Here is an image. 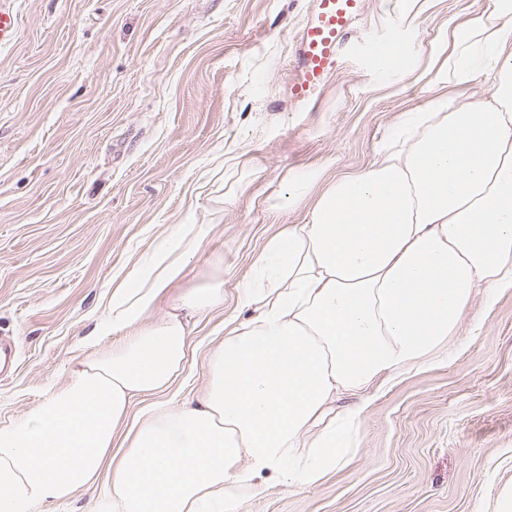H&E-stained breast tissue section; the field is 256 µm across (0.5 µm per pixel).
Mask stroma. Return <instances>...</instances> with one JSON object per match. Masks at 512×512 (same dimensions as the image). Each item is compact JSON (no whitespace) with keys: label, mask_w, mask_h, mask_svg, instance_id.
Here are the masks:
<instances>
[{"label":"stroma","mask_w":512,"mask_h":512,"mask_svg":"<svg viewBox=\"0 0 512 512\" xmlns=\"http://www.w3.org/2000/svg\"><path fill=\"white\" fill-rule=\"evenodd\" d=\"M395 0H365L336 73L304 109L289 62L311 0H17L21 33L0 50V426L65 384L112 291L130 287L178 224L209 231L154 314L224 279V306L200 316L194 351L165 394L204 390L205 359L237 314L253 254L305 207H275L289 174L326 184L365 166L398 113L423 105L431 48L476 0H429L411 26ZM401 33L413 79L366 63L365 37ZM512 482V289L475 295L448 358L375 390L359 452L292 490L266 479L239 512H494ZM105 481L35 512H108Z\"/></svg>","instance_id":"stroma-1"}]
</instances>
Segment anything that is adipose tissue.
I'll use <instances>...</instances> for the list:
<instances>
[{"mask_svg": "<svg viewBox=\"0 0 512 512\" xmlns=\"http://www.w3.org/2000/svg\"><path fill=\"white\" fill-rule=\"evenodd\" d=\"M481 80L488 94L470 99ZM429 91L364 168L316 196L309 176L289 178L280 206L309 207L254 256L203 396L131 422L117 459L116 427L136 396L183 373L189 319L223 305L224 281L153 318L197 248L182 225L140 287L113 289L66 384L0 426V512H32L100 478L112 512H238L263 476L300 490L345 468L368 391L442 362L473 296L512 288V0H482L451 28ZM117 334L119 347L99 351ZM345 395L354 404L340 405Z\"/></svg>", "mask_w": 512, "mask_h": 512, "instance_id": "obj_1", "label": "adipose tissue"}]
</instances>
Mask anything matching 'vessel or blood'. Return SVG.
<instances>
[{
	"label": "vessel or blood",
	"mask_w": 512,
	"mask_h": 512,
	"mask_svg": "<svg viewBox=\"0 0 512 512\" xmlns=\"http://www.w3.org/2000/svg\"><path fill=\"white\" fill-rule=\"evenodd\" d=\"M15 3L16 0H0V49L12 45L17 37ZM364 9V0H313L295 45V66L289 73L288 95L295 104H309L315 91L336 72L345 40Z\"/></svg>",
	"instance_id": "obj_1"
}]
</instances>
